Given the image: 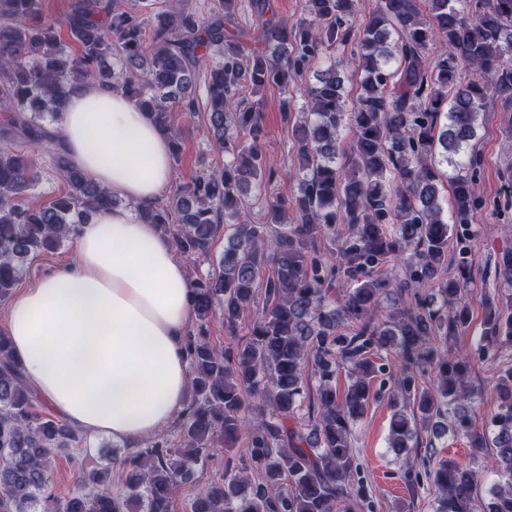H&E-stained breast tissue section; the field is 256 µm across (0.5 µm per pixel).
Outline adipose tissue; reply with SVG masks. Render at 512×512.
I'll return each instance as SVG.
<instances>
[{
	"mask_svg": "<svg viewBox=\"0 0 512 512\" xmlns=\"http://www.w3.org/2000/svg\"><path fill=\"white\" fill-rule=\"evenodd\" d=\"M56 129L70 164L121 204L81 226L72 261L12 295L5 333L25 380L85 439L137 448L174 421L190 385L194 283L140 216L172 182L171 143L99 83L69 97Z\"/></svg>",
	"mask_w": 512,
	"mask_h": 512,
	"instance_id": "1",
	"label": "adipose tissue"
}]
</instances>
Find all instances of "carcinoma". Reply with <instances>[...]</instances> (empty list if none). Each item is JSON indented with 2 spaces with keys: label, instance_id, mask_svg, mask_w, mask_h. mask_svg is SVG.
Instances as JSON below:
<instances>
[{
  "label": "carcinoma",
  "instance_id": "1",
  "mask_svg": "<svg viewBox=\"0 0 512 512\" xmlns=\"http://www.w3.org/2000/svg\"><path fill=\"white\" fill-rule=\"evenodd\" d=\"M356 3L306 0L304 17L290 22L269 0H210L205 12L152 10L144 0H71L51 21L42 0H0V108L7 113L0 124V300L30 255L60 249L117 204L53 144L50 124L70 95L91 82L121 91L170 137L176 158L170 105L197 112L200 63L215 53L221 61L204 86L224 166L192 177L141 216L192 262L208 257L217 225L233 226L218 271L196 282L195 317L205 322L219 304L233 336L252 314L249 337L233 349L211 346L202 327L189 336L193 396L179 413V447L147 440L124 460L122 491L104 492L111 471L94 468L80 473L85 492L65 500L48 491L52 458L82 438L37 410L39 398L0 332V512H175L178 489L196 483L216 439L230 450L242 436L255 475L224 467L190 512H370V490L354 478L351 437L377 378L392 384L396 453L423 447L429 461L438 454L435 441L451 434L475 453L495 449L502 467L480 511L471 470L451 459L422 474L408 467L411 493L434 487L435 512H512V364L498 374V409L480 428L468 381L476 361L512 360V292L486 288L476 299L469 289L483 200L478 162L468 152L486 100L512 92V0H376L358 26ZM245 7L270 52L244 54L234 30ZM436 39L445 52L430 61ZM349 45L357 94L345 107L341 60L315 74L307 112L291 129L298 192L285 198L260 149L256 96L276 87L290 104L295 78ZM246 89L254 99L242 95ZM344 127L355 155L348 166L339 162ZM17 142L53 153L65 185L44 204L26 201L41 170ZM438 150L452 168L447 217L433 167ZM252 185L268 194L264 224L242 221ZM267 267L259 304L255 285ZM495 280L512 289L511 248L503 249ZM337 287L339 304L330 300ZM475 301L484 309L482 335L473 350L453 355L440 341L469 327ZM308 371L316 387L307 401ZM342 372L349 385L339 394ZM422 376L434 385L419 387Z\"/></svg>",
  "mask_w": 512,
  "mask_h": 512
}]
</instances>
